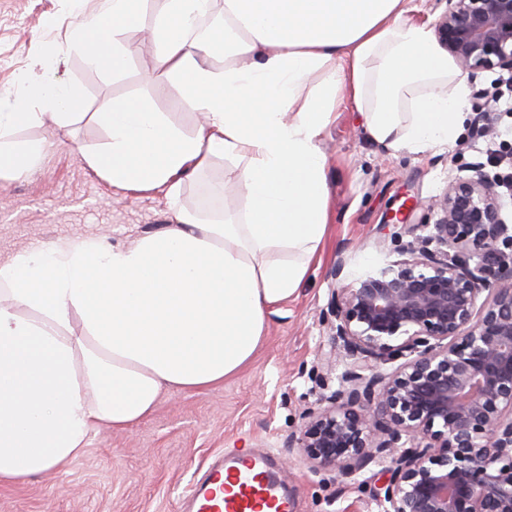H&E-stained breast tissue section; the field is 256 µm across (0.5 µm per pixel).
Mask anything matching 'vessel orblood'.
Listing matches in <instances>:
<instances>
[{
    "instance_id": "b4317fda",
    "label": "vessel or blood",
    "mask_w": 512,
    "mask_h": 512,
    "mask_svg": "<svg viewBox=\"0 0 512 512\" xmlns=\"http://www.w3.org/2000/svg\"><path fill=\"white\" fill-rule=\"evenodd\" d=\"M264 453L214 458L188 495V512H293L294 500L270 477Z\"/></svg>"
}]
</instances>
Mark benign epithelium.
<instances>
[{
	"label": "benign epithelium",
	"instance_id": "7a95c632",
	"mask_svg": "<svg viewBox=\"0 0 512 512\" xmlns=\"http://www.w3.org/2000/svg\"><path fill=\"white\" fill-rule=\"evenodd\" d=\"M446 3L434 35L458 66L512 73V0ZM418 207L388 217L412 236L402 259L332 291L322 365L343 370L288 447L354 484L389 462L380 512H512V232L481 169L428 204L425 237Z\"/></svg>",
	"mask_w": 512,
	"mask_h": 512
}]
</instances>
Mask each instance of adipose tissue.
I'll return each mask as SVG.
<instances>
[{
    "instance_id": "obj_1",
    "label": "adipose tissue",
    "mask_w": 512,
    "mask_h": 512,
    "mask_svg": "<svg viewBox=\"0 0 512 512\" xmlns=\"http://www.w3.org/2000/svg\"><path fill=\"white\" fill-rule=\"evenodd\" d=\"M147 0L78 15L69 43L121 74ZM157 68L193 111L185 135L148 98L113 101L89 168L130 191L164 189L214 159L245 207L233 220L179 208L132 246L69 239L0 263V485L62 470L101 427L125 431L164 393L206 392L249 365L271 315L298 290L333 222L321 136L340 99L389 152H422L463 131L467 92L413 0H155ZM220 15L205 38L197 18ZM223 55L216 65L215 55ZM59 124L84 103L74 82L38 87ZM0 94V176L33 173L45 141L12 134L36 113Z\"/></svg>"
}]
</instances>
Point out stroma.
Masks as SVG:
<instances>
[{"label":"stroma","mask_w":512,"mask_h":512,"mask_svg":"<svg viewBox=\"0 0 512 512\" xmlns=\"http://www.w3.org/2000/svg\"><path fill=\"white\" fill-rule=\"evenodd\" d=\"M106 6V0H82L78 6L73 0H0V91H10L14 103L42 115L18 128L15 137L49 145L37 171L0 179V261L64 238L104 236L111 244L129 246L173 221L163 190L112 186L84 160L86 152L105 143L98 114L115 99L146 96L182 132L193 133L196 127L197 116L177 86L154 73L152 14H145V27L132 34L138 49L122 75L91 67L79 50L56 72L57 80L77 82L84 91L78 119L55 123L31 94L42 74L40 61L65 44L76 12L95 14ZM150 72L154 80L144 82ZM509 82L508 72L488 71L474 83L485 92L492 133L468 124L456 141L419 153L391 154L373 145L354 104H340L321 142L335 216L322 261L272 315L252 364L206 393L164 395L155 413L130 430L99 429L67 471L0 486V512H182L183 497L211 454L253 449L271 454L277 477L295 498V512H377L373 482L352 484L337 470L313 469L287 443L305 409L318 403L324 387L337 385L333 376L324 384L318 379L322 355L330 348L324 314L334 288L398 260L397 246L383 226L407 197L420 203L412 223L425 224V202L441 196L461 167L478 165L497 176L495 156L512 155V113L497 102ZM217 184L235 197L231 166L219 158L185 180L182 205L205 209ZM340 256L347 265L337 279L333 268Z\"/></svg>","instance_id":"stroma-1"}]
</instances>
